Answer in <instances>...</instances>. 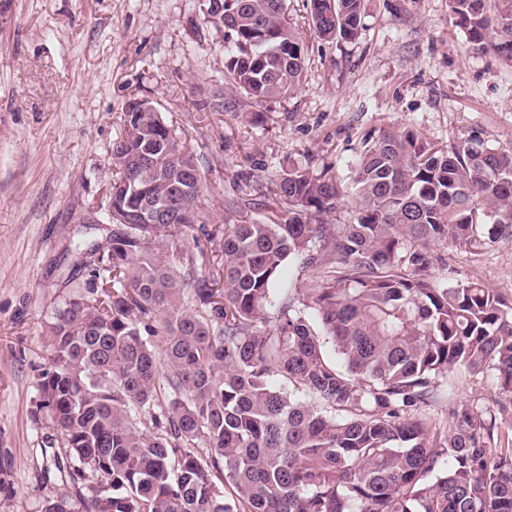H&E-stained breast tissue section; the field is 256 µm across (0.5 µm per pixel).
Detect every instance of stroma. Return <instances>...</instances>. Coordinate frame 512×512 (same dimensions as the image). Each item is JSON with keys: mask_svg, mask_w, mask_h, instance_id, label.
Wrapping results in <instances>:
<instances>
[{"mask_svg": "<svg viewBox=\"0 0 512 512\" xmlns=\"http://www.w3.org/2000/svg\"><path fill=\"white\" fill-rule=\"evenodd\" d=\"M348 43L314 37L303 0L289 14L307 46L297 89L200 112L221 84L224 47L198 0H0V512H41L78 499L60 435L37 409L45 324L84 278L71 250L107 205L109 150L132 98L152 100L202 177L199 224L187 249L203 276L222 273L225 225L286 219L274 180L282 163L333 168L343 181L366 135L384 126L448 143L469 131L512 147V66L469 57L448 0H365ZM264 122L251 123V113ZM459 281L512 298V239L478 253L445 246ZM460 376L427 411L493 395Z\"/></svg>", "mask_w": 512, "mask_h": 512, "instance_id": "35a3bbf8", "label": "stroma"}]
</instances>
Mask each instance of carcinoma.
<instances>
[{"instance_id":"cac0c4a2","label":"carcinoma","mask_w":512,"mask_h":512,"mask_svg":"<svg viewBox=\"0 0 512 512\" xmlns=\"http://www.w3.org/2000/svg\"><path fill=\"white\" fill-rule=\"evenodd\" d=\"M222 3L224 84L293 93L307 49L288 0ZM449 4L467 55L512 64V0ZM306 8L322 40L363 30V0ZM123 125L112 208L165 199L174 223L83 239L86 277L47 323L39 410L85 512H512V301L432 275L448 270L440 245L512 239V148L382 129L353 161L340 224L319 222L345 196L336 173L283 166L288 219L224 225L219 288L178 245L202 191L193 156L150 107ZM291 256L316 274L308 301L282 285ZM460 370L504 399L450 401L432 435L422 411ZM42 512L76 510L60 497Z\"/></svg>"}]
</instances>
